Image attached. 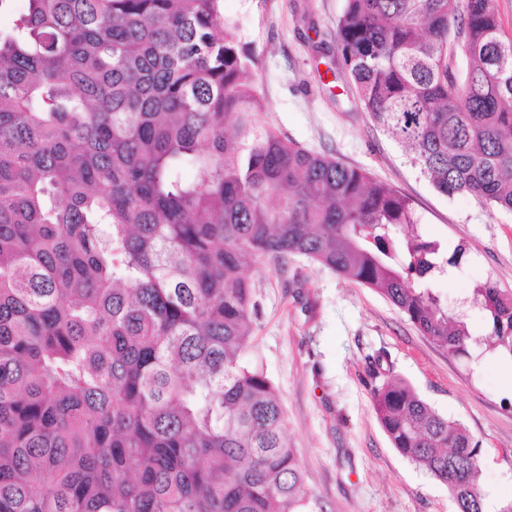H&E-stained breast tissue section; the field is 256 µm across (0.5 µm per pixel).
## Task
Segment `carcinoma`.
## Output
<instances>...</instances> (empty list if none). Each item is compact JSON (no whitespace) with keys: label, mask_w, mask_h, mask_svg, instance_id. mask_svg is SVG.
<instances>
[{"label":"carcinoma","mask_w":512,"mask_h":512,"mask_svg":"<svg viewBox=\"0 0 512 512\" xmlns=\"http://www.w3.org/2000/svg\"><path fill=\"white\" fill-rule=\"evenodd\" d=\"M221 2L26 0L0 29V512H307L281 402L243 358L247 256L360 283L451 357L476 341L429 287L463 248L396 243L407 197L257 124V59ZM336 44L439 193L512 213L494 0H346ZM473 300L512 355V296ZM371 396L454 512H484L479 442L400 379Z\"/></svg>","instance_id":"carcinoma-1"}]
</instances>
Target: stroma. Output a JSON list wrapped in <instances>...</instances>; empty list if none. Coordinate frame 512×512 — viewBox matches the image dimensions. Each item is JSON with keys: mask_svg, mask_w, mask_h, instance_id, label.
<instances>
[{"mask_svg": "<svg viewBox=\"0 0 512 512\" xmlns=\"http://www.w3.org/2000/svg\"><path fill=\"white\" fill-rule=\"evenodd\" d=\"M222 5L258 61L254 80L267 108L257 123L391 183L410 199L417 234L448 250L463 247L453 276L432 286L482 335L470 299L485 282L512 293V214L438 193L362 110L336 47L345 0ZM244 274L259 309L245 358L276 389L312 512H453L447 487L392 448L378 423L371 390L379 364L479 442L494 512L512 502V356L480 344L470 357H450L373 290L314 262L250 260Z\"/></svg>", "mask_w": 512, "mask_h": 512, "instance_id": "stroma-1", "label": "stroma"}]
</instances>
